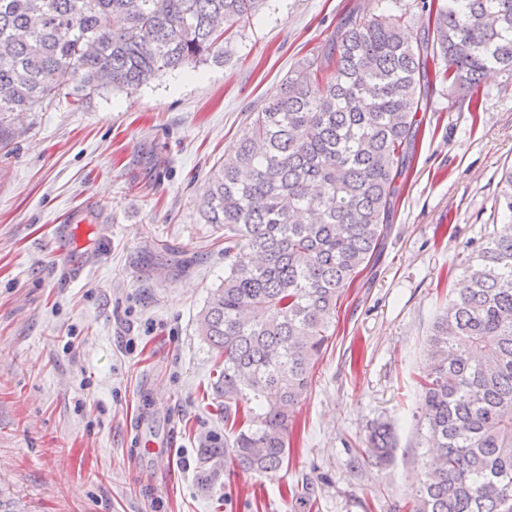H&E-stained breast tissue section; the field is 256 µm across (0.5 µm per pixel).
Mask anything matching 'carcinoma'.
<instances>
[{
  "mask_svg": "<svg viewBox=\"0 0 512 512\" xmlns=\"http://www.w3.org/2000/svg\"><path fill=\"white\" fill-rule=\"evenodd\" d=\"M264 0H0V147L9 118L57 98L136 90L228 53L226 33ZM405 18H351L251 113L196 203L224 229V282L198 316L217 352L213 395L245 471L272 475L347 288L382 250L427 96L476 110L483 76L512 78V0H438L427 33ZM75 84L68 86V80ZM502 224L461 266L427 336L418 433L435 450L410 512H512V166ZM364 442L393 461L392 426Z\"/></svg>",
  "mask_w": 512,
  "mask_h": 512,
  "instance_id": "obj_1",
  "label": "carcinoma"
}]
</instances>
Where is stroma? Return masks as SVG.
Returning <instances> with one entry per match:
<instances>
[{"label": "stroma", "instance_id": "obj_1", "mask_svg": "<svg viewBox=\"0 0 512 512\" xmlns=\"http://www.w3.org/2000/svg\"><path fill=\"white\" fill-rule=\"evenodd\" d=\"M422 2L266 0L223 62L193 65L198 81L179 69L14 120L0 149V512H409L425 340L449 275L501 221L512 80L487 74L476 112L433 87L384 246L341 302L272 476L204 454L231 437L196 322L224 279V234L195 201L251 112L347 18L387 12L414 29ZM63 236L81 275L55 253ZM145 415L173 456L150 481L128 437ZM378 419L398 439L386 468L361 454Z\"/></svg>", "mask_w": 512, "mask_h": 512}]
</instances>
